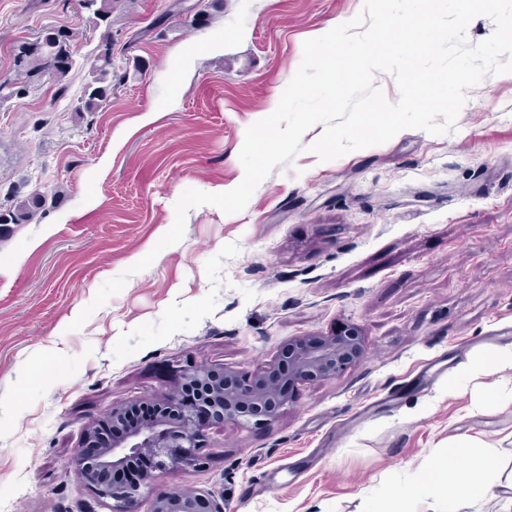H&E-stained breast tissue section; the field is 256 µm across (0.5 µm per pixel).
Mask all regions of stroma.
Returning a JSON list of instances; mask_svg holds the SVG:
<instances>
[{
  "label": "stroma",
  "instance_id": "obj_1",
  "mask_svg": "<svg viewBox=\"0 0 512 512\" xmlns=\"http://www.w3.org/2000/svg\"><path fill=\"white\" fill-rule=\"evenodd\" d=\"M362 6L115 0L105 26L83 0H0V206L46 197L0 234V512H110L71 461L112 406L180 391L191 363L250 374L290 341L349 329L357 363L300 384L269 425L210 429L205 467L159 487L203 488L227 512H363L453 439L494 441L512 474V412L446 394L512 342V74L468 90L454 132L323 163L306 150L242 212L190 209L180 243L69 328L156 246L186 189L242 181L245 131L276 109L304 41ZM50 28L75 60L60 82L16 61ZM106 40L112 96L76 113Z\"/></svg>",
  "mask_w": 512,
  "mask_h": 512
}]
</instances>
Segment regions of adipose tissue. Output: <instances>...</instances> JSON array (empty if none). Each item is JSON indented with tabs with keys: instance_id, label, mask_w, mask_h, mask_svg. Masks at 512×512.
I'll list each match as a JSON object with an SVG mask.
<instances>
[{
	"instance_id": "ef3b65f1",
	"label": "adipose tissue",
	"mask_w": 512,
	"mask_h": 512,
	"mask_svg": "<svg viewBox=\"0 0 512 512\" xmlns=\"http://www.w3.org/2000/svg\"><path fill=\"white\" fill-rule=\"evenodd\" d=\"M478 387L477 410H512V343L495 346L480 360L465 365L461 376L448 384L449 392L475 384ZM473 468L461 470L457 463L456 445L437 453L427 464L418 468L409 488L389 493L371 512H408V501L413 497L433 500L438 512H459L467 504L476 512H485L486 506L497 505L498 512H512V499L502 500L501 474L497 464L498 450L491 442L481 440L469 443Z\"/></svg>"
}]
</instances>
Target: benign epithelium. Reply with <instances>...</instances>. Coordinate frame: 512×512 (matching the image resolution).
<instances>
[{
  "instance_id": "benign-epithelium-1",
  "label": "benign epithelium",
  "mask_w": 512,
  "mask_h": 512,
  "mask_svg": "<svg viewBox=\"0 0 512 512\" xmlns=\"http://www.w3.org/2000/svg\"><path fill=\"white\" fill-rule=\"evenodd\" d=\"M363 349V337L348 331L290 342L272 363L250 375L223 367H191L184 374V393L160 397L144 424L124 426L128 407L118 405L109 411L112 426L118 429L111 441L101 444L93 429H87L74 458L76 470L84 486L111 503L112 512H129L142 489L150 488L160 475L206 464L207 430L227 422L242 428L271 423L293 402L297 385L336 377L362 357ZM138 454L150 461L145 476L133 483L116 480L115 473ZM151 512H226V508L204 489L173 487L155 490Z\"/></svg>"
}]
</instances>
